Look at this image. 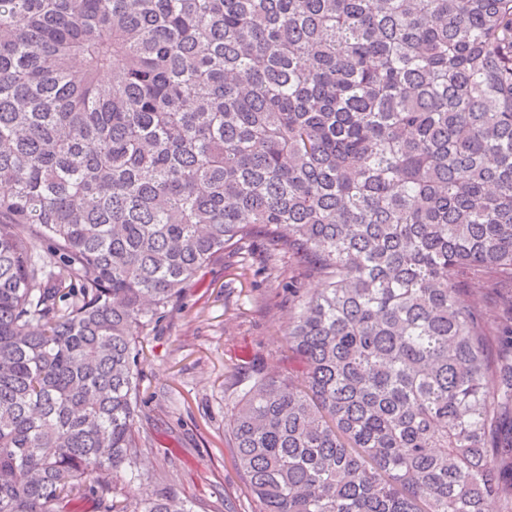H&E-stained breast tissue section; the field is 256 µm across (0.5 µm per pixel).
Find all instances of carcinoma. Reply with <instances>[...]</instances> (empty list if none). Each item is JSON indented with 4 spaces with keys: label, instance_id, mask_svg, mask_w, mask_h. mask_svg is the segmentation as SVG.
<instances>
[{
    "label": "carcinoma",
    "instance_id": "cac0c4a2",
    "mask_svg": "<svg viewBox=\"0 0 512 512\" xmlns=\"http://www.w3.org/2000/svg\"><path fill=\"white\" fill-rule=\"evenodd\" d=\"M257 233L322 281L230 413L258 512H512V0H0V512H194L148 336Z\"/></svg>",
    "mask_w": 512,
    "mask_h": 512
}]
</instances>
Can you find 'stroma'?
<instances>
[{
  "label": "stroma",
  "instance_id": "obj_1",
  "mask_svg": "<svg viewBox=\"0 0 512 512\" xmlns=\"http://www.w3.org/2000/svg\"><path fill=\"white\" fill-rule=\"evenodd\" d=\"M301 291L318 287L289 254L269 261L262 241L217 255L159 319L143 368L136 422L143 469L192 500L197 512H257L229 446L230 410L256 368L288 371L281 336Z\"/></svg>",
  "mask_w": 512,
  "mask_h": 512
}]
</instances>
